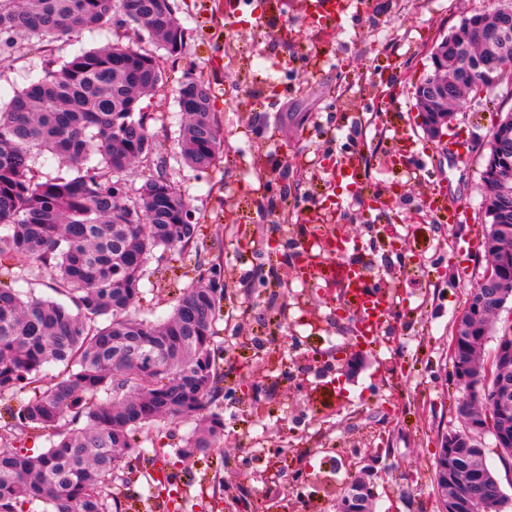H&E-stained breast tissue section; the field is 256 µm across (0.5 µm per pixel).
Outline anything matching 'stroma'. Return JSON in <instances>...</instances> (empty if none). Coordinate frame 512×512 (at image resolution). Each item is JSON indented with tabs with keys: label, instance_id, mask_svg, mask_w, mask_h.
I'll use <instances>...</instances> for the list:
<instances>
[{
	"label": "stroma",
	"instance_id": "1",
	"mask_svg": "<svg viewBox=\"0 0 512 512\" xmlns=\"http://www.w3.org/2000/svg\"><path fill=\"white\" fill-rule=\"evenodd\" d=\"M173 2L187 40L164 61L165 86L140 106L155 116L158 153L198 239L182 253L155 251L136 311L164 320L183 288L221 265L224 446L209 459H165L153 451L154 429L144 430L125 512H174L158 485L170 472L185 512H332L367 458L378 473L374 512H437L436 450L462 426L448 344L488 266L481 171L512 84L469 97L443 144L428 139L409 89L430 73L435 41L482 0H348L330 39L308 0H241L231 19L224 0ZM118 39L158 49L130 24L1 53L0 106L47 60ZM188 74L210 83L224 141L203 172L181 160L176 89ZM407 147L414 157L399 163ZM330 161L353 174L331 211ZM431 196L458 206V223L435 211L417 219ZM318 224L341 226L356 244L349 259L370 268L394 309L350 379L341 350L358 345L356 311L337 285L293 272L298 242Z\"/></svg>",
	"mask_w": 512,
	"mask_h": 512
}]
</instances>
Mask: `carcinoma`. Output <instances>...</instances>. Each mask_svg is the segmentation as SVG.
I'll list each match as a JSON object with an SVG mask.
<instances>
[{"label":"carcinoma","instance_id":"1","mask_svg":"<svg viewBox=\"0 0 512 512\" xmlns=\"http://www.w3.org/2000/svg\"><path fill=\"white\" fill-rule=\"evenodd\" d=\"M499 0L470 15V26L448 39V102L483 92L482 83L455 66L462 45L483 52L502 48ZM134 24L166 55L182 52L187 33L171 0H0V50L23 41L68 40L85 30ZM167 82L160 57L120 42L83 52L42 75L0 108V272L12 281L49 277L68 299H22L0 281V398L32 393L0 424V512H122L113 492L126 483L136 434L170 417L193 428L172 449L177 458L210 456L223 447L224 420L211 410L223 391L213 326L223 311L224 289L202 279L180 293L170 316L152 322L133 312L144 266L154 252L185 251L197 225L191 208L166 174L149 130L141 98ZM187 113L180 129L184 162L197 171L218 159L221 130L207 82L187 76L177 89ZM50 153L65 173L43 176L39 158ZM142 183L125 179L134 165ZM512 172V132L493 130L484 170ZM494 192L506 222L493 263L499 280L512 285V179L484 184ZM467 331L458 337L453 363L471 366L491 333L499 302L512 298L495 286L479 289ZM62 364L44 380L43 367ZM490 384L463 394L456 412L478 416L476 404L493 402ZM49 437L37 455L18 447L30 434ZM462 463L460 501H481L490 512L506 499L486 463L481 443L466 436L448 449Z\"/></svg>","mask_w":512,"mask_h":512}]
</instances>
